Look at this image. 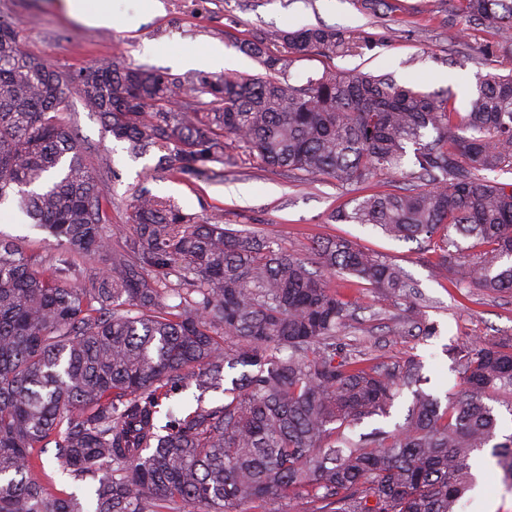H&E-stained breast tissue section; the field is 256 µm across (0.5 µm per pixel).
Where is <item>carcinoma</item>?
<instances>
[{"mask_svg":"<svg viewBox=\"0 0 512 512\" xmlns=\"http://www.w3.org/2000/svg\"><path fill=\"white\" fill-rule=\"evenodd\" d=\"M459 2L468 27L512 41V0ZM240 46L266 75L200 80L216 98L201 117L168 110L181 91L160 72L103 61L75 80L112 138L136 157L162 151L161 164L183 176L234 143L269 168L359 184L396 173L411 146L419 185L364 195L335 219L419 242L462 285L512 292V183L498 181L512 172V75L484 76L462 116L448 95L386 75L276 78L293 55H360L369 36L304 27ZM67 111L61 74L0 20V207L65 247L43 269L0 238V512H83L32 479L52 441L63 471L93 482V512H292L298 500L301 512H457L476 452L497 436L483 397L512 395V345L455 348L459 389L442 409L420 389L415 360L376 362L338 341L353 315L329 284L336 273L403 298L407 327L434 330L403 271L348 239L317 240L301 259L142 192L129 208L133 232L113 248ZM92 255L104 274L70 287ZM227 365L245 371L222 403L200 399L160 423L162 399L189 378L217 388ZM413 386L404 424L345 434ZM493 457L512 484V434Z\"/></svg>","mask_w":512,"mask_h":512,"instance_id":"carcinoma-1","label":"carcinoma"}]
</instances>
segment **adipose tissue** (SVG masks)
<instances>
[{
  "mask_svg": "<svg viewBox=\"0 0 512 512\" xmlns=\"http://www.w3.org/2000/svg\"><path fill=\"white\" fill-rule=\"evenodd\" d=\"M117 0H58L57 7L69 20L90 28L122 26L136 30L148 19L165 12L163 0H137L134 14H121L116 10Z\"/></svg>",
  "mask_w": 512,
  "mask_h": 512,
  "instance_id": "1",
  "label": "adipose tissue"
}]
</instances>
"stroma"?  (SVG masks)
I'll list each match as a JSON object with an SVG mask.
<instances>
[{"label":"stroma","mask_w":512,"mask_h":512,"mask_svg":"<svg viewBox=\"0 0 512 512\" xmlns=\"http://www.w3.org/2000/svg\"><path fill=\"white\" fill-rule=\"evenodd\" d=\"M458 7V0H386L373 15L363 0H165V15L129 32L118 26L93 29L75 24L57 12L51 0H0V19L16 22L23 47L47 59L64 77L100 61L159 70L181 85V103L201 112L209 106L193 89L210 76V69H178L170 55L220 43L237 60V74L260 76L263 68L240 50L241 41L276 29L327 25L347 34L373 36L376 44L360 56L296 58L285 73L290 84H303L327 68L389 75L424 92L450 94L457 112L466 113L480 78L512 73V46L502 44L492 29L467 28ZM68 121L88 149L87 162L107 200L104 210L113 245H121L129 235V204L141 191L170 198L198 219L215 218L232 230L270 236L298 257L308 256L317 239L351 240L395 263L418 283L425 300L423 314L437 332L407 335L395 298L344 274L333 283L353 313L350 340L387 363L408 357L419 360L430 379L429 390L441 398L457 383L448 347L474 338L512 342V293L461 287L436 268L433 254L423 252L417 243L391 238L370 225L336 221L337 210L352 209L356 197L410 187L417 170L414 156L405 158L398 174L375 177L368 185H343L323 176L270 169L238 148L232 149L230 161L210 162L199 174L181 176L160 165L159 150L133 157L74 94L69 97ZM0 237L19 241L45 265L63 252L54 237L30 224L0 222ZM480 456L483 481L465 498V512H512V488L496 474L490 448H483ZM32 475L53 490L76 494L81 502L90 499L89 482L62 472L55 446L42 453Z\"/></svg>","instance_id":"35a3bbf8"}]
</instances>
